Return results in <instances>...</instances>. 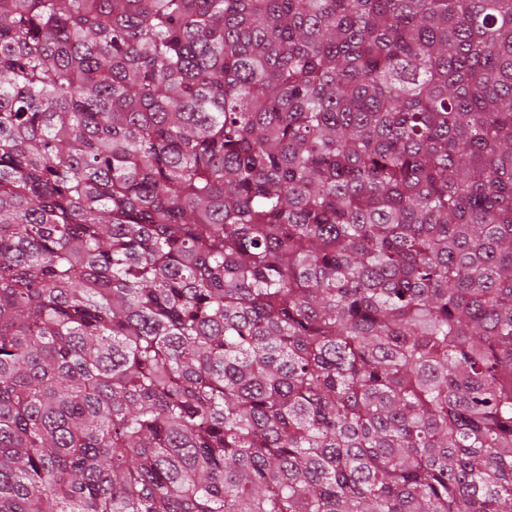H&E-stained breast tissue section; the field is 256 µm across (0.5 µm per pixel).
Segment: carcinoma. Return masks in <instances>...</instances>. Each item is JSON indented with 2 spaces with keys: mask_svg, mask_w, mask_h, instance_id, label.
I'll return each mask as SVG.
<instances>
[{
  "mask_svg": "<svg viewBox=\"0 0 512 512\" xmlns=\"http://www.w3.org/2000/svg\"><path fill=\"white\" fill-rule=\"evenodd\" d=\"M0 512H512V0H0Z\"/></svg>",
  "mask_w": 512,
  "mask_h": 512,
  "instance_id": "obj_1",
  "label": "carcinoma"
}]
</instances>
